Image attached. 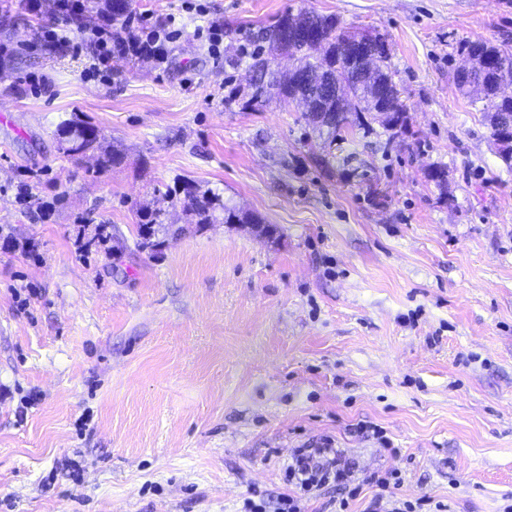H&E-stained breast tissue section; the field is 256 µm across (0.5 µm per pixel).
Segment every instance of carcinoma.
I'll list each match as a JSON object with an SVG mask.
<instances>
[{
	"mask_svg": "<svg viewBox=\"0 0 512 512\" xmlns=\"http://www.w3.org/2000/svg\"><path fill=\"white\" fill-rule=\"evenodd\" d=\"M292 13L280 17L271 28L258 30L236 31L237 41L241 42L239 53L251 60V68L255 70L252 83V93L245 102L247 107H255L262 103L267 90L274 87L278 90L279 100L290 104L295 99L298 87V74L293 72L280 73L264 71L270 66L274 55L281 52L297 58L302 64V72L320 71L325 75L340 74L347 78L352 74L353 63L345 54L344 45L351 33L343 30L334 15L310 14L306 25L311 36L301 42L290 45L279 37L281 28L288 27ZM462 54L486 55L496 60L498 74L482 79V87H469L462 83L458 88L470 96L471 102H483L490 127V136H495V118L507 113L512 115V99L504 100L498 97V89L502 83H512V48L508 46L491 45L485 41L468 42L461 48ZM371 112L373 119L391 128L398 127L404 116L403 105L400 103L399 91L393 80L389 65V56H384L375 65L373 84L366 89L353 88L352 96L344 101V112ZM55 136L60 139L62 150L70 157H78L89 151L98 152L97 165L100 169L112 167L117 161V155L102 149L99 130L88 124L66 120L57 125ZM183 195L181 204L189 223L197 230L204 229L209 224L217 222L224 224H259L261 219L249 211L229 208L223 198L209 190L203 191L193 184H186L182 189L168 188L160 194L161 200L174 202L178 195ZM166 209L159 206H142L137 209L136 235L138 245L154 250L164 246L161 237L182 232V228L164 226ZM160 224L162 228L150 235H145L143 226Z\"/></svg>",
	"mask_w": 512,
	"mask_h": 512,
	"instance_id": "cac0c4a2",
	"label": "carcinoma"
}]
</instances>
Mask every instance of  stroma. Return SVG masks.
<instances>
[{
    "mask_svg": "<svg viewBox=\"0 0 512 512\" xmlns=\"http://www.w3.org/2000/svg\"><path fill=\"white\" fill-rule=\"evenodd\" d=\"M168 62L110 83L0 9V512H267L295 449L331 442L447 512H512V172L459 92L464 42L512 45V0H201ZM333 15L384 39L406 107L314 131L246 90L200 30ZM46 76L44 86L28 84ZM94 125L119 156L64 154ZM446 170V187L427 177ZM192 181L273 226H182L136 244L135 212ZM29 184L35 204L22 203ZM113 240H97L98 225ZM55 136L61 141L62 150L70 157H78L88 151H97V165L100 169L111 168L118 156L103 150L99 130L88 124L66 120L57 125Z\"/></svg>",
    "mask_w": 512,
    "mask_h": 512,
    "instance_id": "stroma-1",
    "label": "stroma"
}]
</instances>
